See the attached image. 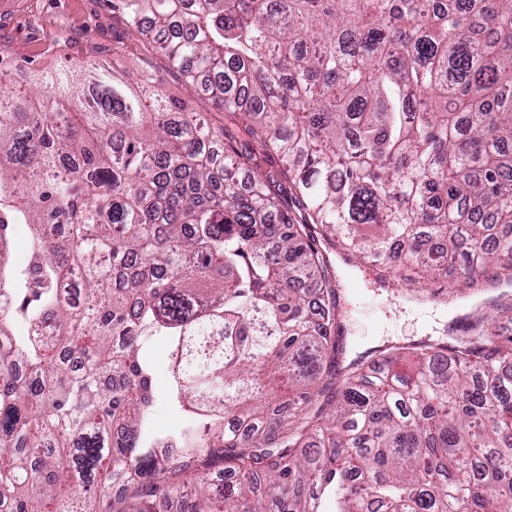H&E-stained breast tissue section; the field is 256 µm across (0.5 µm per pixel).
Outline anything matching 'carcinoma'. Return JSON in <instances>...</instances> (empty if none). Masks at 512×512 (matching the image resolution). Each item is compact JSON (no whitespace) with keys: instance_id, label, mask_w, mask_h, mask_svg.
<instances>
[{"instance_id":"obj_1","label":"carcinoma","mask_w":512,"mask_h":512,"mask_svg":"<svg viewBox=\"0 0 512 512\" xmlns=\"http://www.w3.org/2000/svg\"><path fill=\"white\" fill-rule=\"evenodd\" d=\"M112 10L281 156L297 206L159 75L87 60L22 93L0 51V512H512V336L490 321L344 368L316 246L429 282L454 268L460 288L512 279V0ZM14 224L37 258L21 270ZM157 336L164 389L140 357ZM278 384L292 424L266 405ZM162 393L189 418L150 438ZM216 463L224 491L188 488ZM117 480L128 505L104 500ZM13 250L11 263L13 267L23 268L29 258L28 230L25 224H15L12 230Z\"/></svg>"}]
</instances>
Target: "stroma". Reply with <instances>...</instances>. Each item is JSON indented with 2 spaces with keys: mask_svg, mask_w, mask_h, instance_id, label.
<instances>
[{
  "mask_svg": "<svg viewBox=\"0 0 512 512\" xmlns=\"http://www.w3.org/2000/svg\"><path fill=\"white\" fill-rule=\"evenodd\" d=\"M0 49L19 64L52 70L87 58L133 75L152 70L165 80L164 91L202 113L215 128H228L251 151L261 170L278 172L277 157L244 131L239 116L215 109L160 54L143 48L130 34L111 0H0ZM336 266L338 311L347 359L388 345L443 338L446 328L457 336L494 305L512 303V281L481 290L449 289L447 282L418 288L413 270L400 268L392 286L381 285L383 269L345 261L340 248L330 250Z\"/></svg>",
  "mask_w": 512,
  "mask_h": 512,
  "instance_id": "obj_1",
  "label": "stroma"
}]
</instances>
